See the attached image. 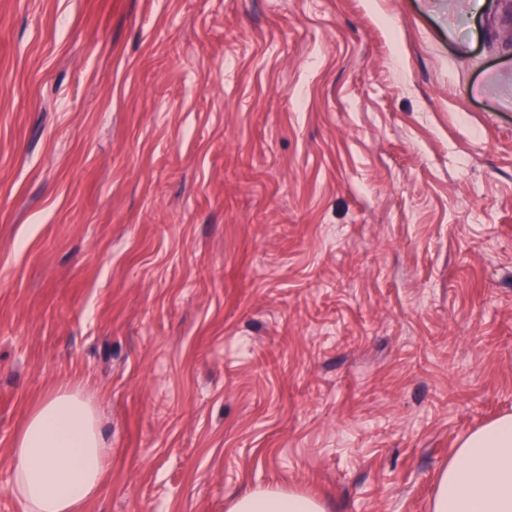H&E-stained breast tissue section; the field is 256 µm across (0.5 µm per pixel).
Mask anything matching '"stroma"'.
Segmentation results:
<instances>
[{"mask_svg": "<svg viewBox=\"0 0 512 512\" xmlns=\"http://www.w3.org/2000/svg\"><path fill=\"white\" fill-rule=\"evenodd\" d=\"M0 0V512L35 405L84 512H430L512 414L506 0ZM12 490L23 512H83L102 488L110 448L79 391L41 400L13 441ZM227 512H329L310 495L280 487H255L234 496Z\"/></svg>", "mask_w": 512, "mask_h": 512, "instance_id": "35a3bbf8", "label": "stroma"}]
</instances>
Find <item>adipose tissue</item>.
I'll return each mask as SVG.
<instances>
[{"label": "adipose tissue", "instance_id": "obj_1", "mask_svg": "<svg viewBox=\"0 0 512 512\" xmlns=\"http://www.w3.org/2000/svg\"><path fill=\"white\" fill-rule=\"evenodd\" d=\"M12 490L23 512H83L102 488L109 447L94 407L62 389L31 411L12 444ZM432 512H512V414L465 437L437 477ZM227 512H327L310 495L255 487Z\"/></svg>", "mask_w": 512, "mask_h": 512}]
</instances>
